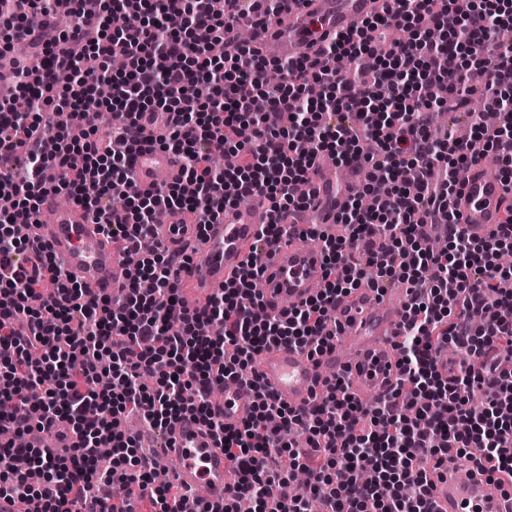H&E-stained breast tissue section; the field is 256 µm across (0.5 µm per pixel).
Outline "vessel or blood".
<instances>
[{"label": "vessel or blood", "mask_w": 512, "mask_h": 512, "mask_svg": "<svg viewBox=\"0 0 512 512\" xmlns=\"http://www.w3.org/2000/svg\"><path fill=\"white\" fill-rule=\"evenodd\" d=\"M375 11L374 0H290L279 18L255 32L252 45L262 50L272 43L278 56L304 58L314 53L305 20L315 19L323 31L342 34ZM131 174L140 189L151 190L163 181H180L183 169L173 153L147 146L135 153ZM335 181V168L322 165L313 208L323 225L335 222L336 198L331 191ZM511 195L499 177L477 165L467 173L463 191L452 198L451 205L470 236L485 238L496 231ZM41 210L52 217L47 241L67 277L91 295L112 296L126 279L124 251L77 206H59L56 196L50 195L43 199ZM266 221L265 207L254 205L226 208L201 234L193 229L181 232L175 221L158 225L156 243L172 250L185 243L192 246L191 261L179 280L183 309L193 312L208 304L245 262ZM322 283L320 245L300 237L279 240L260 278L261 311L271 316L286 304L302 303ZM404 300L401 289L382 295L366 286L353 290L336 306L333 316L341 329L324 353L312 357L294 347H270L256 363L262 384L281 402L302 410L314 401L326 379L342 374L356 396L370 403L372 395L384 393L398 377L394 344ZM250 401L245 386L225 389L217 405L225 426L235 427L248 419ZM168 438L172 445L167 456L177 463L173 482L188 490L204 489L210 504L222 505L225 488L235 483L223 449L191 419L173 424ZM431 501L434 512H512V489L473 473L463 460L435 480Z\"/></svg>", "instance_id": "1"}]
</instances>
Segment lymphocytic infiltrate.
Instances as JSON below:
<instances>
[{
	"label": "lymphocytic infiltrate",
	"mask_w": 512,
	"mask_h": 512,
	"mask_svg": "<svg viewBox=\"0 0 512 512\" xmlns=\"http://www.w3.org/2000/svg\"><path fill=\"white\" fill-rule=\"evenodd\" d=\"M285 0H72V25L29 34L30 16H54V0H0V57L22 35L34 66L15 68L16 96L0 100V159L21 158L24 178L0 170V495L34 499L47 512H134L130 486L151 512H173L181 493L155 483L154 459L122 422L142 416L168 429L197 418L236 472L235 493L199 512H432L431 477L450 457L475 470L496 465L512 479V205L489 239L470 237L450 201L488 154L512 186V0H383L377 14L332 40L313 59L269 60L239 42L240 26L279 16ZM97 16L86 25L87 11ZM127 61L113 71V55ZM281 74L270 83L269 68ZM486 76L485 110L469 133L430 136L436 107L470 104L471 70ZM210 97H199L197 85ZM120 113L99 135L102 113ZM163 124L157 146L178 155L185 182L127 193L128 149ZM373 139L375 153L362 147ZM379 169L362 195L341 193L343 227L332 237L286 223L313 206L308 190L319 157ZM75 205L142 259L116 298H86L55 264L45 241L23 237L44 196ZM266 205L270 221L243 268L208 305L179 310L186 259L143 248L158 211L210 223L242 196ZM320 244L326 280L316 295L270 317L255 285L269 240L292 234ZM26 262H19V255ZM407 288L401 377L362 407L342 377L305 411L279 402L254 373L259 355L284 344L323 352L336 303L367 285ZM460 354L442 376V347ZM233 378L252 394L253 413L236 428L212 410V390ZM302 429L301 444L284 429ZM112 467L96 468L97 450ZM305 482L295 493L296 473ZM296 484V483H295Z\"/></svg>",
	"instance_id": "obj_1"
}]
</instances>
